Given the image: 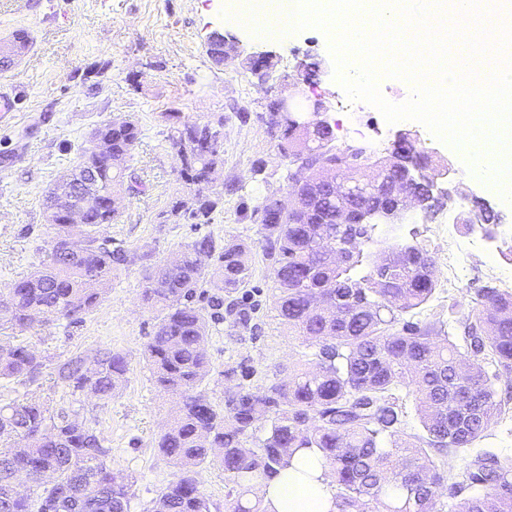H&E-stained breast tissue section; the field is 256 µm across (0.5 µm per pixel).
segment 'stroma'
<instances>
[{
    "instance_id": "35a3bbf8",
    "label": "stroma",
    "mask_w": 512,
    "mask_h": 512,
    "mask_svg": "<svg viewBox=\"0 0 512 512\" xmlns=\"http://www.w3.org/2000/svg\"><path fill=\"white\" fill-rule=\"evenodd\" d=\"M32 32L30 53L11 71H0V90L12 93L16 107L0 112V289H6L47 263L53 231L44 221L46 191L78 161L89 134L104 121H130L140 131L132 151L130 172L143 185L127 197L114 224L104 227L113 245L128 254L118 266L103 301L83 322L65 320L28 331H14L10 341L24 344L43 357L37 381L0 382V405L12 400L40 399L76 412L96 429L110 450L113 470L133 479L130 512H152L159 489L177 469L153 443L166 427L175 406L171 395L156 386L144 359L154 333V315L141 301L142 266L171 260L188 243L210 235L251 245L252 277L240 295L257 307L256 333L212 324L206 340L209 373L202 385L215 403L224 399L225 369L245 364L257 380L270 379L280 367L299 365L306 350L289 335L272 304L274 278L261 247V226L250 217L249 194H232L233 182L257 191L285 193L287 162L276 155L267 130L268 97L283 91L298 65L315 67L306 76L310 98L327 101L338 144H346L347 96L334 78L324 31L307 28L288 40L256 38L225 25L216 0H0V39L14 28ZM223 32L242 55L269 51L280 61L277 78L259 82L240 62L218 64L205 51L210 33ZM182 118L224 117V169L216 189L224 205L209 224H163L158 216L170 201L186 193L180 161L168 135L171 113ZM363 133L391 143L396 134L417 136L424 152L460 167L457 154L414 120L387 123L373 106L357 115ZM462 195L451 208L406 224H378L375 243L415 242L433 257L439 276L448 272L447 240L463 248L455 288L438 284L423 315L447 313L454 301H466L487 282L512 289V259L503 255L504 231L512 215L503 216L499 238L488 240L464 225H445L447 213H460L466 193L487 196V184L463 177ZM119 352L128 361L126 383L110 402L88 391L54 385L57 362L74 355Z\"/></svg>"
}]
</instances>
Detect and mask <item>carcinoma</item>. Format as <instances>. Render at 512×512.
Listing matches in <instances>:
<instances>
[{"instance_id":"1","label":"carcinoma","mask_w":512,"mask_h":512,"mask_svg":"<svg viewBox=\"0 0 512 512\" xmlns=\"http://www.w3.org/2000/svg\"><path fill=\"white\" fill-rule=\"evenodd\" d=\"M169 136L176 151L189 155L181 169L185 184L205 189L210 170L224 167V152L195 146L202 120H183ZM91 134L110 142L111 160L80 157L75 168L95 167L83 191L92 204L82 248L67 254L63 217L43 206L54 230L51 263L0 293V326L25 331L52 317L82 321L105 297L117 266L127 262L112 238L97 227L119 212L111 198L141 193L125 181L140 130L124 121L102 122ZM288 169L307 171L297 188L300 207L282 212L274 195L254 197L251 217L262 224L263 252L273 270V307L281 324L311 349L303 367L285 366L284 378L256 387L239 383L224 391V404L198 391L209 365V324L224 319L253 330L252 310L235 298L251 276L250 250L242 243L204 236L180 251L175 265L144 269L142 300L155 314L146 359L155 383L179 395L167 427L155 440L158 451L178 469L159 492L153 512H211L199 475L209 466L224 470L228 491L224 512H265L250 498L255 486L294 455L319 457L335 490L336 512H512V467L497 455H478L453 472L454 460L498 423L505 401L497 384L512 377V290L487 284L468 307L448 306V321L410 320L433 296L435 263L418 243H398L374 252L372 228L344 224L345 206L373 209L385 194L383 183L404 179L386 155L364 146L338 147L333 132L315 140L313 152L297 156L302 132L278 130ZM337 168L333 184L317 183L325 166ZM223 196L204 201L187 221L209 224ZM464 225L488 232L501 222L494 209L462 211ZM347 248L349 261L332 254ZM369 270L361 272L363 265ZM214 293L199 304L201 288ZM44 363L31 348L0 343V378L34 382ZM127 361L101 352L89 361L71 357L54 367V383L87 390L108 402L123 388ZM413 398L418 429L407 426L404 397ZM262 430L263 436H254ZM0 512H128L131 478L107 465L109 449L97 432L65 408L13 400L0 406ZM19 475L33 493L14 491Z\"/></svg>"}]
</instances>
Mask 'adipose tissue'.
<instances>
[{
    "mask_svg": "<svg viewBox=\"0 0 512 512\" xmlns=\"http://www.w3.org/2000/svg\"><path fill=\"white\" fill-rule=\"evenodd\" d=\"M257 495L266 512H332L334 508V490L307 453L298 468L282 470L273 480L260 483Z\"/></svg>",
    "mask_w": 512,
    "mask_h": 512,
    "instance_id": "1",
    "label": "adipose tissue"
}]
</instances>
